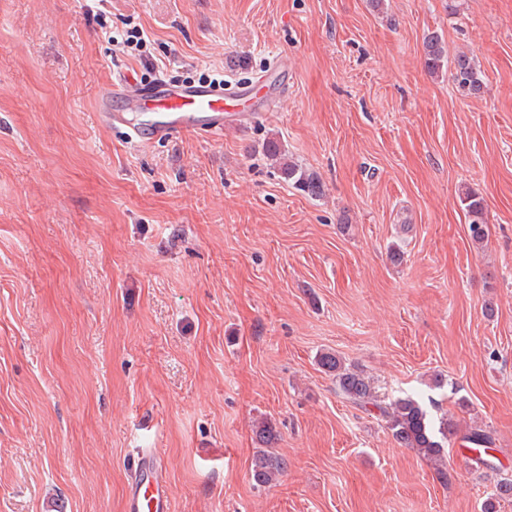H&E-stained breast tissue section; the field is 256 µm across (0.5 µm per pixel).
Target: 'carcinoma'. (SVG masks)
Segmentation results:
<instances>
[{
    "label": "carcinoma",
    "mask_w": 512,
    "mask_h": 512,
    "mask_svg": "<svg viewBox=\"0 0 512 512\" xmlns=\"http://www.w3.org/2000/svg\"><path fill=\"white\" fill-rule=\"evenodd\" d=\"M453 65V76L459 91L465 95H477L482 90L481 73L473 59L466 53L457 54L448 61L442 38L435 32L424 38V64L431 74L441 71L447 64ZM266 153L279 164L285 179L317 195L321 192L320 183L298 165L282 155L279 145L270 141ZM468 220V231L472 243L481 245L488 236L487 221L483 200L471 192L459 197ZM319 364L333 376L339 393L358 409L375 412L385 422L392 438L401 447L408 448L420 458L431 463L438 475L447 477V461L443 440L456 433V425L444 419L439 428L431 425L427 412L418 400L412 397L385 401L378 394L374 379L363 371L351 367L334 352H323ZM255 435L265 449L258 452L253 463V479L261 485L278 480L284 471V462L272 451L278 440L277 431L271 422L263 420L256 426ZM466 442L475 446L476 451L487 450L492 444L491 436L481 428H471L464 435ZM512 498V480L503 479L495 486L494 493L484 502L483 512H495L496 503Z\"/></svg>",
    "instance_id": "cac0c4a2"
}]
</instances>
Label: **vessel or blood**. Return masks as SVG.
<instances>
[{
	"instance_id": "obj_1",
	"label": "vessel or blood",
	"mask_w": 512,
	"mask_h": 512,
	"mask_svg": "<svg viewBox=\"0 0 512 512\" xmlns=\"http://www.w3.org/2000/svg\"><path fill=\"white\" fill-rule=\"evenodd\" d=\"M243 91L221 84L140 83L119 74L104 89L97 106L105 124L126 127L132 141L171 139L185 134L208 135L223 130L225 121L242 123L254 117ZM130 112H147V124L128 122ZM172 490L155 449L142 450L131 473L125 512H170Z\"/></svg>"
}]
</instances>
